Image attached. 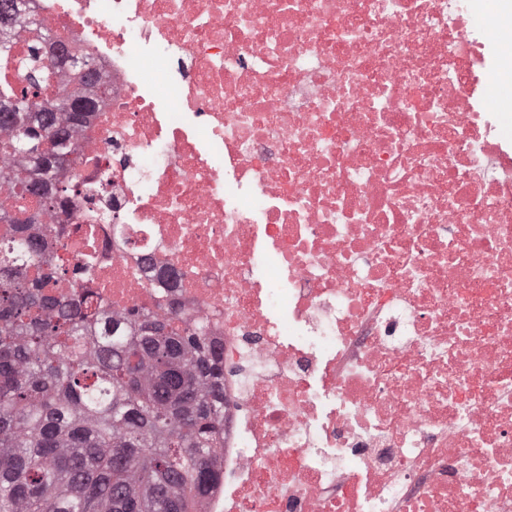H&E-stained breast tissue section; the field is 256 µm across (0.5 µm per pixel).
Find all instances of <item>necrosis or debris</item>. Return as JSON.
Returning a JSON list of instances; mask_svg holds the SVG:
<instances>
[{
	"label": "necrosis or debris",
	"mask_w": 512,
	"mask_h": 512,
	"mask_svg": "<svg viewBox=\"0 0 512 512\" xmlns=\"http://www.w3.org/2000/svg\"><path fill=\"white\" fill-rule=\"evenodd\" d=\"M51 260L224 352L203 512H512V139L473 0H31ZM82 44L99 81L60 63Z\"/></svg>",
	"instance_id": "obj_1"
}]
</instances>
